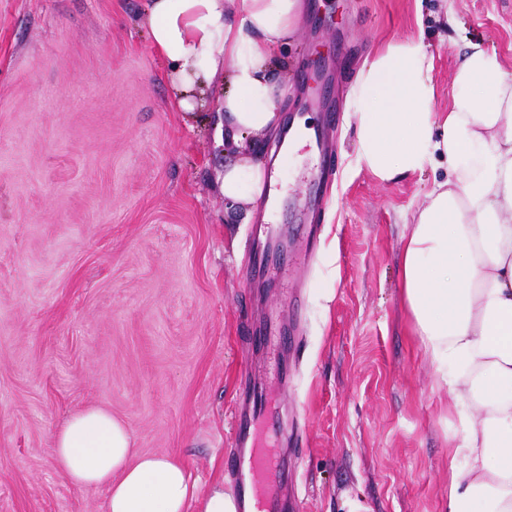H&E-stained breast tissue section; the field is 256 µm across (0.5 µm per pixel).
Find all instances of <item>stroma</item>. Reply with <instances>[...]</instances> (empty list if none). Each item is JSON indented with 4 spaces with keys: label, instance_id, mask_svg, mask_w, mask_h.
Returning <instances> with one entry per match:
<instances>
[{
    "label": "stroma",
    "instance_id": "1",
    "mask_svg": "<svg viewBox=\"0 0 512 512\" xmlns=\"http://www.w3.org/2000/svg\"><path fill=\"white\" fill-rule=\"evenodd\" d=\"M143 4L0 0V512H108L106 489L72 485L51 448L89 407L137 452L178 457L199 491L234 490L224 458L248 387L288 423L286 512H445L458 418L398 274L445 171L361 169L348 93L377 46L416 38L446 111L467 44L512 72V0H304L281 118L310 116L329 149L278 165V241L254 278L252 227L216 184L218 104L192 121L168 106ZM320 55L329 122L301 106ZM317 167L332 180L314 238L301 206Z\"/></svg>",
    "mask_w": 512,
    "mask_h": 512
}]
</instances>
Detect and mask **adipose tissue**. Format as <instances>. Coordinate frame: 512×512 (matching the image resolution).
<instances>
[{
	"mask_svg": "<svg viewBox=\"0 0 512 512\" xmlns=\"http://www.w3.org/2000/svg\"><path fill=\"white\" fill-rule=\"evenodd\" d=\"M302 0H146L140 23L186 116L219 98L234 151L218 187L244 215L265 193L258 148L275 133L288 89L278 53ZM433 58L417 39L377 49L349 92L355 159L383 182L445 170L413 217L399 260L402 299L436 383L460 421L448 451V512H512V73L469 45L447 111L434 109ZM58 467L80 488L107 486L108 512H241L223 485L199 492L177 458L137 453L101 408L52 437Z\"/></svg>",
	"mask_w": 512,
	"mask_h": 512,
	"instance_id": "adipose-tissue-1",
	"label": "adipose tissue"
}]
</instances>
